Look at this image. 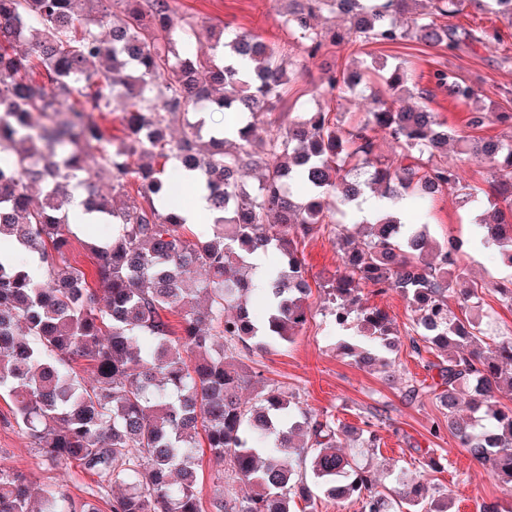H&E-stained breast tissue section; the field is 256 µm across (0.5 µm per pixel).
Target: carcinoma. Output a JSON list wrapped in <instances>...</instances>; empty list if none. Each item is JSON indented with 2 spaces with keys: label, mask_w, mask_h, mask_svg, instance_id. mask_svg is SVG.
<instances>
[{
  "label": "carcinoma",
  "mask_w": 512,
  "mask_h": 512,
  "mask_svg": "<svg viewBox=\"0 0 512 512\" xmlns=\"http://www.w3.org/2000/svg\"><path fill=\"white\" fill-rule=\"evenodd\" d=\"M489 7L512 24V0H288L283 25L311 58L329 45L415 39L448 52L498 37L463 34L438 23L464 2ZM340 14L350 26L318 23ZM413 14L411 28L397 17ZM194 25L170 0H0V395L14 402L16 424L46 461L98 477L105 494L76 500L61 486L33 495L27 478L0 466V512H206L198 492L200 449L227 466L225 478L253 488L219 492L215 512H292L313 488L334 497L338 482L362 512H450L421 478L401 474L390 493L342 450L355 434L373 448L375 423L348 429L331 415L302 408L288 392L261 385L253 402L240 391L261 375L241 353L290 343L306 324L311 286L298 256L299 240L325 230L336 235L341 270L331 283L336 345L359 365L386 368L397 335L386 312L359 303L362 285L377 294L395 290L413 312L421 350L440 353L438 399L446 410L430 433L446 428L471 459L512 488V333L482 339L481 297L467 279L462 245L431 237L421 221L396 214L356 219L355 203L370 190L397 202L455 193L468 202L487 197L490 215L477 241L512 263V134L496 142L471 139L424 106L405 107L412 94L403 63L361 62L324 70L310 102L284 127L269 122L261 135L251 120L234 133L212 131L203 120L186 124L172 142L178 118L212 112L272 114L292 82L283 58L248 33L212 31L203 49ZM381 74L392 100H372L366 117L347 128L320 104L357 95L369 74ZM436 88L458 104L478 90L455 72L433 74ZM124 107V146L112 150L96 116ZM399 148L376 154L372 132ZM488 164V187L436 160L448 142ZM97 158L89 168L85 159ZM174 159L209 194L213 217L202 240L180 233L167 205L171 180L154 160ZM261 170L254 188L241 180ZM136 196L115 208L97 188L107 180ZM84 205L122 226L91 247L93 277L104 285L98 306L87 274L65 259L70 188ZM273 255L267 287L256 277L254 255ZM38 254L45 272L27 271ZM256 295L263 315L251 310ZM175 311L180 332L162 312ZM467 395L472 416L457 415ZM311 474L313 484L306 482ZM120 484L125 492L112 497Z\"/></svg>",
  "instance_id": "obj_1"
}]
</instances>
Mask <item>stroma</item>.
Wrapping results in <instances>:
<instances>
[{
	"instance_id": "1",
	"label": "stroma",
	"mask_w": 512,
	"mask_h": 512,
	"mask_svg": "<svg viewBox=\"0 0 512 512\" xmlns=\"http://www.w3.org/2000/svg\"><path fill=\"white\" fill-rule=\"evenodd\" d=\"M177 12L196 24L199 45H207L209 28L226 26L260 35L267 43L283 47L293 63L297 78L288 87V96L277 111L281 120L295 116L299 104L308 100L318 84L324 67L341 68L352 59L368 56L381 59L396 57L405 61L417 88L427 90L425 106L445 120L449 127L475 138L497 139L512 130L498 122L500 112H512V25L488 11L464 5L448 20L449 25L466 30L495 29L499 39L476 43L462 52L448 54L441 47H428L410 40L400 45L368 44L363 47H331L311 59L296 46L280 21L282 0H171ZM452 70L479 90L476 102L454 104L447 93L436 89L431 80L435 70ZM484 112L481 127H470L473 112ZM483 204L467 203L452 194L439 196L431 207L428 228L432 236L462 243L463 259L472 283L481 286L482 304L491 311L494 326L512 331V306L501 301L493 284L512 280V268L501 265L486 250L474 243V226ZM299 256L305 265L311 286V315L293 343L249 355L247 363L260 372L264 382L281 387L299 398L302 407L322 413L332 412L343 423L357 426L374 416L380 421L381 443L376 448H362L357 454L361 466L375 474L379 485H391L399 472L425 475L429 494L438 497L451 492L453 512H479L484 502L512 499L496 475L473 461L450 433L433 437L432 421L443 418L444 411L436 396L413 399L407 390L412 385H429L437 378L436 352L416 355L407 300L390 291L374 294L363 287L360 302L388 313L397 329L400 343L391 354L389 372L360 367L336 348L328 334L330 316L325 286L339 266L336 242L331 235H317L301 241ZM442 449L445 460L440 470L422 473L419 459L422 449ZM0 463L26 474L35 486L62 484L75 498H90L97 490V478L70 467L60 470L49 464L33 447L30 437L12 419V404L0 398Z\"/></svg>"
}]
</instances>
